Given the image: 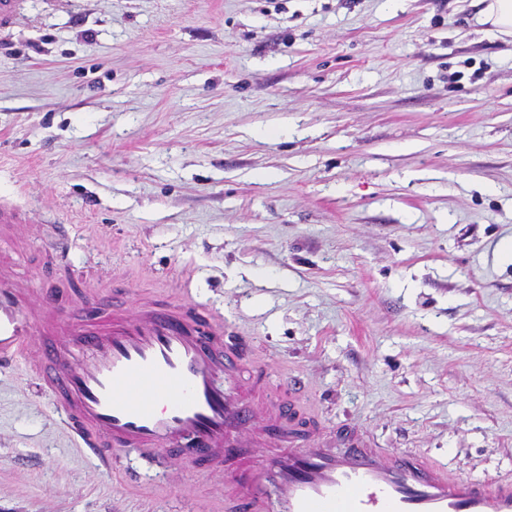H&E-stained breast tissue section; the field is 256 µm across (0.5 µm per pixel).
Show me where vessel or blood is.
<instances>
[{"instance_id":"b4317fda","label":"vessel or blood","mask_w":512,"mask_h":512,"mask_svg":"<svg viewBox=\"0 0 512 512\" xmlns=\"http://www.w3.org/2000/svg\"><path fill=\"white\" fill-rule=\"evenodd\" d=\"M22 0H0V36L16 27ZM146 323L127 320L120 296L86 312L58 346L61 321L36 316L28 297L0 282V361L19 363L38 344L35 374L69 434L104 469L116 449L149 461L167 454L200 471L235 476L224 512H512V479L479 481L446 464L378 447L349 430L334 448L288 428V445L255 471L250 457L225 454L228 434L252 427L241 397L224 382L242 353L219 316L201 307L147 305ZM270 430L284 413L301 414L298 388L287 401L259 395Z\"/></svg>"}]
</instances>
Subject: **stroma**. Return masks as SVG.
I'll return each mask as SVG.
<instances>
[{
    "mask_svg": "<svg viewBox=\"0 0 512 512\" xmlns=\"http://www.w3.org/2000/svg\"><path fill=\"white\" fill-rule=\"evenodd\" d=\"M480 0H24L0 38V269L32 301L185 298L318 420L512 478V38ZM193 269L191 282L182 273ZM75 448L0 369V512H222Z\"/></svg>",
    "mask_w": 512,
    "mask_h": 512,
    "instance_id": "35a3bbf8",
    "label": "stroma"
}]
</instances>
